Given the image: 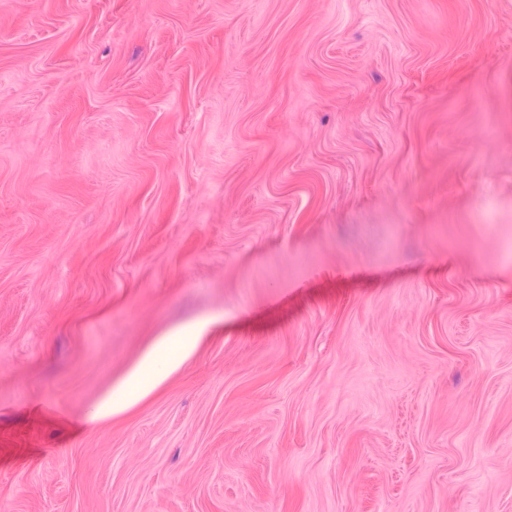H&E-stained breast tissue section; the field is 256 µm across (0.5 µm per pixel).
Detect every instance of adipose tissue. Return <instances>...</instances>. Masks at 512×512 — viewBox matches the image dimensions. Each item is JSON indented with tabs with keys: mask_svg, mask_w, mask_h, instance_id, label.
Masks as SVG:
<instances>
[{
	"mask_svg": "<svg viewBox=\"0 0 512 512\" xmlns=\"http://www.w3.org/2000/svg\"><path fill=\"white\" fill-rule=\"evenodd\" d=\"M208 325V320H197L156 340L146 351L140 363L129 372L121 383L113 388L111 395L105 398L98 408L87 417V425H94L99 420L123 410L151 391L157 385L158 380L147 376V368L156 359L163 356L169 357L171 367H179L194 351Z\"/></svg>",
	"mask_w": 512,
	"mask_h": 512,
	"instance_id": "obj_1",
	"label": "adipose tissue"
}]
</instances>
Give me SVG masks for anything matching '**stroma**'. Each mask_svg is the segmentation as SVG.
I'll list each match as a JSON object with an SVG mask.
<instances>
[{
  "instance_id": "stroma-1",
  "label": "stroma",
  "mask_w": 512,
  "mask_h": 512,
  "mask_svg": "<svg viewBox=\"0 0 512 512\" xmlns=\"http://www.w3.org/2000/svg\"><path fill=\"white\" fill-rule=\"evenodd\" d=\"M0 512H512V0H0ZM211 323H213L212 319L197 320L168 336H161L146 351L140 363L129 372L121 383L113 388L112 394L105 398L98 408L85 419V423L88 426H93L99 420L123 410L151 391L159 380L155 377H147L146 369L156 359L170 354L173 348L177 351L170 357V366L172 368L179 367L194 351L202 333Z\"/></svg>"
}]
</instances>
